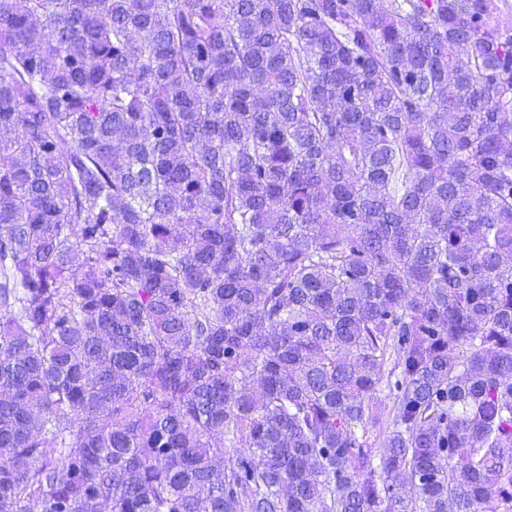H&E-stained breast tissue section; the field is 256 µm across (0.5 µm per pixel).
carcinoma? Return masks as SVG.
<instances>
[{
  "instance_id": "obj_1",
  "label": "carcinoma",
  "mask_w": 512,
  "mask_h": 512,
  "mask_svg": "<svg viewBox=\"0 0 512 512\" xmlns=\"http://www.w3.org/2000/svg\"><path fill=\"white\" fill-rule=\"evenodd\" d=\"M490 502L508 0H0V512Z\"/></svg>"
}]
</instances>
